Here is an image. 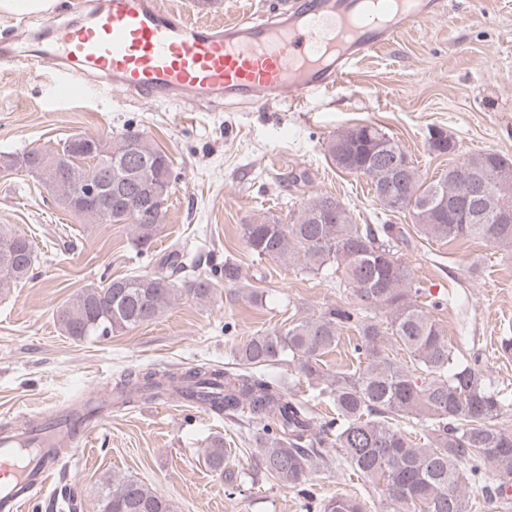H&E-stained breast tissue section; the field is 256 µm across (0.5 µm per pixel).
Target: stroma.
<instances>
[{
  "label": "stroma",
  "instance_id": "stroma-1",
  "mask_svg": "<svg viewBox=\"0 0 512 512\" xmlns=\"http://www.w3.org/2000/svg\"><path fill=\"white\" fill-rule=\"evenodd\" d=\"M257 2L164 0L187 17L221 23ZM54 81L48 67L0 72V155L53 147L79 133L137 132L168 155L172 183L165 222L141 256L125 225L84 229L42 183L21 171L0 173V225L27 234L37 251L31 280L0 296V425L18 429L40 410L64 409L103 389L125 369L233 364L234 351L251 336L339 303L334 280L258 260L240 234L263 211L289 222L321 192L346 203L357 223L409 224L407 214H381L364 178L326 160L325 143L337 131L368 122L384 127L430 179L448 167L447 157L428 148L434 127L453 134L460 153L512 158V0H448L446 16L401 33L313 105L190 100L175 107L114 94L56 101ZM301 172L306 181L288 185L289 175ZM176 243L202 274L234 258L261 301L227 300L222 287L208 304L185 299L156 322L106 338L76 342L60 331L53 313L73 293L152 271ZM401 258L424 290L420 303L440 300L433 316L452 344L463 357L480 358L494 385L512 396V358L497 352L500 338L512 336V255L483 241L444 245L415 234ZM216 437L231 451L236 485H225L205 462ZM112 475L150 484L178 512H320L324 500L364 494L360 478L333 468L312 474L306 492L282 487L262 474L236 426L170 399L159 408L140 402L106 411L50 487L32 496L28 512H56L66 490L76 512H100Z\"/></svg>",
  "mask_w": 512,
  "mask_h": 512
}]
</instances>
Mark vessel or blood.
<instances>
[{
	"label": "vessel or blood",
	"mask_w": 512,
	"mask_h": 512,
	"mask_svg": "<svg viewBox=\"0 0 512 512\" xmlns=\"http://www.w3.org/2000/svg\"><path fill=\"white\" fill-rule=\"evenodd\" d=\"M68 7L81 15L79 25L44 15L47 44L1 49L0 70L53 67L58 101L106 88L170 105L189 97L297 105L334 88L414 23L445 14L447 0H282L224 24L188 19L161 0H101L91 9L69 0ZM93 428L82 423L56 442L41 441L36 460L0 438V512H22L35 490L53 482L57 449Z\"/></svg>",
	"instance_id": "vessel-or-blood-1"
}]
</instances>
